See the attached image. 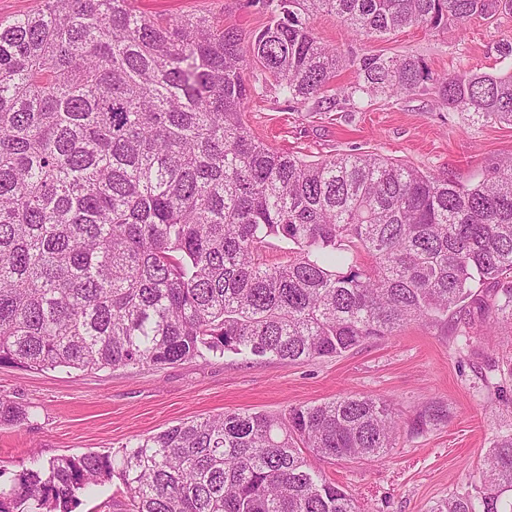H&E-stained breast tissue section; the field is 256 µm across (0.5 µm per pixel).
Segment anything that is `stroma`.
<instances>
[{
  "instance_id": "1",
  "label": "stroma",
  "mask_w": 512,
  "mask_h": 512,
  "mask_svg": "<svg viewBox=\"0 0 512 512\" xmlns=\"http://www.w3.org/2000/svg\"><path fill=\"white\" fill-rule=\"evenodd\" d=\"M138 6L151 13L216 15L246 36L269 22L247 0H138ZM312 27L342 53L414 55L439 78L502 71L507 62L499 47L512 37V12L381 37L355 33L326 13L314 17ZM245 121L269 147L310 160L357 148L464 183L512 154V123L448 111L431 93L398 101L380 96L361 112L339 99L314 112L269 86L254 93ZM492 365L504 387L500 395L483 380ZM346 393L388 400L401 432L383 459L325 463L324 475L343 486L361 512H429L438 500L467 492L486 449L512 432V327L490 334L477 320L462 337L414 323L340 357L295 364L228 354L91 373L0 365V399L29 413L21 427L0 426V482L53 456L112 451L193 419L232 411L278 414ZM428 405L439 406L443 418L413 430V419Z\"/></svg>"
}]
</instances>
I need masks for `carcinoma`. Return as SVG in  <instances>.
<instances>
[{
  "label": "carcinoma",
  "mask_w": 512,
  "mask_h": 512,
  "mask_svg": "<svg viewBox=\"0 0 512 512\" xmlns=\"http://www.w3.org/2000/svg\"><path fill=\"white\" fill-rule=\"evenodd\" d=\"M244 42L214 15L133 0H45L0 22V365L155 367L227 353L340 356L410 323L448 331L473 283L512 277V156L473 183L363 152L308 161L251 135L263 82L352 109L432 89L455 112L512 122V69L431 79L414 55L346 56L310 19L354 32L437 30L512 0H253ZM277 238L288 260L268 263ZM512 325V288L480 306ZM28 420L0 399V425ZM391 403L353 394L282 414L226 412L109 455H57L0 485V512H72L116 477L126 512H359L313 466L385 455ZM475 494L431 512H512V433L483 456Z\"/></svg>",
  "instance_id": "1"
}]
</instances>
